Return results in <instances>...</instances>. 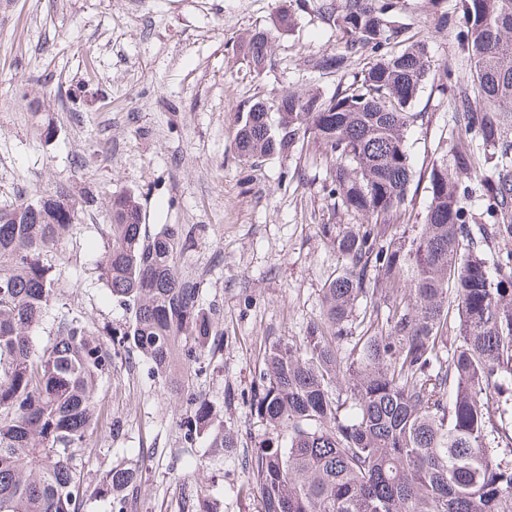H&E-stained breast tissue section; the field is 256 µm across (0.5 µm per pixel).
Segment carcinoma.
<instances>
[{"label": "carcinoma", "mask_w": 512, "mask_h": 512, "mask_svg": "<svg viewBox=\"0 0 512 512\" xmlns=\"http://www.w3.org/2000/svg\"><path fill=\"white\" fill-rule=\"evenodd\" d=\"M318 2L343 50L312 59L313 69L338 72L367 49L377 58L328 99L286 91L275 117L253 102L236 147L256 161L313 138L328 196L366 223L322 225L341 264L319 321L264 348L252 407L268 435L245 459L239 493L258 494L261 512H512V0H431L440 27L451 10L464 20L461 79L437 74L426 42L392 20L397 0ZM294 26V10L280 7L274 29ZM270 39L254 30L241 44L256 76ZM428 82L459 125L423 174L428 211L408 246L388 229L415 178L405 133L423 119L412 107ZM67 210L62 189L0 208V512H78L73 461L112 368L78 317L62 316L44 347L32 342L54 291L43 255L70 230ZM108 218L101 278L130 313L122 343L159 374L211 352L219 311L203 308L199 283L178 270L179 228L148 235L126 193ZM184 424L188 437H208L213 456L238 447L232 432H209L204 399ZM138 480L137 469L114 466L98 490L124 512Z\"/></svg>", "instance_id": "cac0c4a2"}]
</instances>
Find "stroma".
<instances>
[{
    "mask_svg": "<svg viewBox=\"0 0 512 512\" xmlns=\"http://www.w3.org/2000/svg\"><path fill=\"white\" fill-rule=\"evenodd\" d=\"M398 22L425 41L437 71L463 73L455 29L438 28L429 0H400ZM278 0H0V207L65 188L76 220L46 253L55 277L51 305L32 334L44 345L60 314L89 323L112 355L96 391L102 414L76 464L80 512H112L95 490L115 465L139 469L126 512H183L208 498L216 512H260L242 498V464L267 436L250 406L266 342L301 337L322 309L340 265L320 232L356 224L323 188L326 163L313 140L252 163L235 149L237 120L255 100L288 90L331 96L359 76L371 51L323 74L313 58L338 51V33L314 4L296 25L273 32L261 76L250 75L241 37L271 29ZM424 115L406 134L415 171L456 127L448 99L425 86ZM138 198L149 232L178 226L182 274L200 284L203 305L220 311V348L191 365L179 395L141 355L114 345L129 313L100 277L113 195ZM205 398L238 445L210 457L204 437L188 440L182 418Z\"/></svg>",
    "mask_w": 512,
    "mask_h": 512,
    "instance_id": "35a3bbf8",
    "label": "stroma"
}]
</instances>
